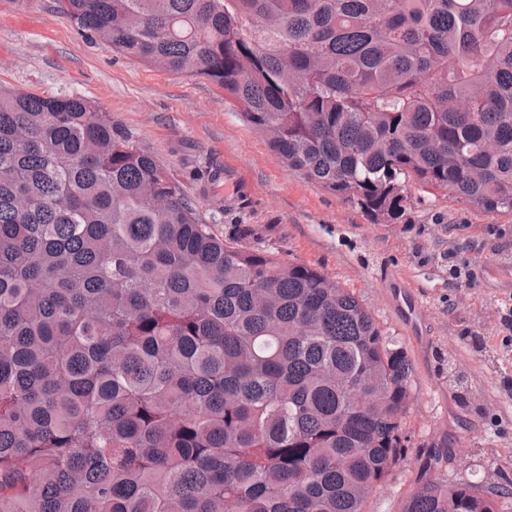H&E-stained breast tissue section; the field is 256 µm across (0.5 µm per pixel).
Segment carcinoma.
I'll return each mask as SVG.
<instances>
[{"mask_svg": "<svg viewBox=\"0 0 512 512\" xmlns=\"http://www.w3.org/2000/svg\"><path fill=\"white\" fill-rule=\"evenodd\" d=\"M61 3L375 223L410 184L512 210V0ZM412 377L354 294L253 224L215 235L110 113L0 88V512H364ZM450 509L512 492L430 480L402 512Z\"/></svg>", "mask_w": 512, "mask_h": 512, "instance_id": "cac0c4a2", "label": "carcinoma"}]
</instances>
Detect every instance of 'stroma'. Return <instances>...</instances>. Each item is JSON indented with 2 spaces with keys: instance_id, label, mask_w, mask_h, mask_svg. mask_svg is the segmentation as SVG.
Wrapping results in <instances>:
<instances>
[{
  "instance_id": "35a3bbf8",
  "label": "stroma",
  "mask_w": 512,
  "mask_h": 512,
  "mask_svg": "<svg viewBox=\"0 0 512 512\" xmlns=\"http://www.w3.org/2000/svg\"><path fill=\"white\" fill-rule=\"evenodd\" d=\"M0 86L94 101L168 166L203 217L223 206L216 234L259 226L278 258L348 288L404 347L405 451L367 512H401L429 477L512 489V211L412 187L407 223H371L288 168L213 84L121 55L80 31L59 0H0ZM214 168L218 186L205 176ZM407 297L422 311L415 327Z\"/></svg>"
}]
</instances>
